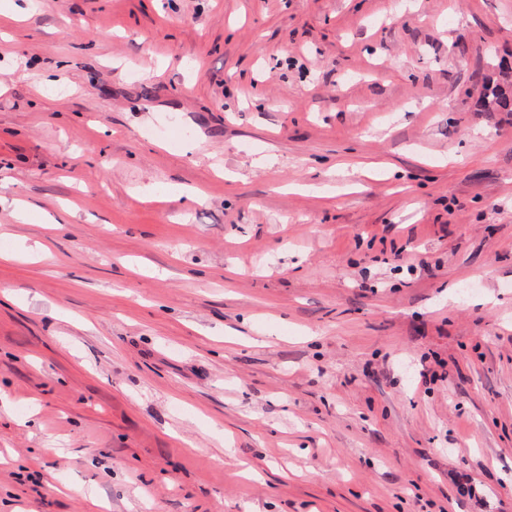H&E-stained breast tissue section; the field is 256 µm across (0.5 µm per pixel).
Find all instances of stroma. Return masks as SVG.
<instances>
[{
	"label": "stroma",
	"mask_w": 512,
	"mask_h": 512,
	"mask_svg": "<svg viewBox=\"0 0 512 512\" xmlns=\"http://www.w3.org/2000/svg\"><path fill=\"white\" fill-rule=\"evenodd\" d=\"M503 58L512 0L0 27V512H512ZM499 77V78H498ZM498 77L484 76L480 91V106L484 112H512V86L498 69Z\"/></svg>",
	"instance_id": "stroma-1"
}]
</instances>
